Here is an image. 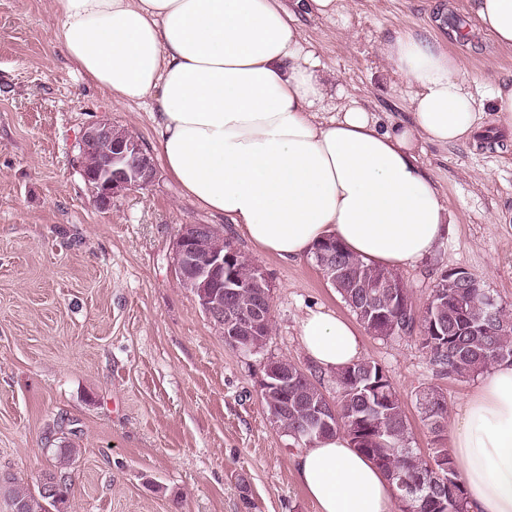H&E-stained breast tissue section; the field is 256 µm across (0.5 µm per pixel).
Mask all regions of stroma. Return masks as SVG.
<instances>
[{
  "instance_id": "stroma-1",
  "label": "stroma",
  "mask_w": 512,
  "mask_h": 512,
  "mask_svg": "<svg viewBox=\"0 0 512 512\" xmlns=\"http://www.w3.org/2000/svg\"><path fill=\"white\" fill-rule=\"evenodd\" d=\"M455 10H448V2ZM465 0H347V23L301 18L330 84L325 111L358 105L380 125L407 120L384 44L399 29H433L474 92L512 79V52L473 28ZM445 11L444 26L431 22ZM461 22L468 37L447 26ZM54 0H0V473L34 489L75 449L67 512H316L297 482L291 438L258 395L264 362L304 370L298 324L322 305L351 312L312 255L258 249L224 216L188 200L158 161L151 100L120 103L69 61ZM107 120L156 157V180L99 208L78 171L77 142ZM454 222L436 251L396 273L424 307L441 274L463 269L512 310V134L425 145L420 156ZM184 224L231 237L273 288L271 333L249 353L225 345L182 288L173 245ZM360 357L381 366L422 454L448 446L421 420L418 393L440 387L449 418L477 379H438L417 337L361 331Z\"/></svg>"
}]
</instances>
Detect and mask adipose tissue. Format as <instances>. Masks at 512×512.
<instances>
[{"instance_id": "1", "label": "adipose tissue", "mask_w": 512, "mask_h": 512, "mask_svg": "<svg viewBox=\"0 0 512 512\" xmlns=\"http://www.w3.org/2000/svg\"><path fill=\"white\" fill-rule=\"evenodd\" d=\"M344 2L54 0L57 38L87 78L119 102L153 98L161 156L189 200L280 259L333 237L393 269L433 253L450 222L419 160L424 144L473 140L489 118L512 132V80L477 97L436 38L398 30L385 58L407 89L408 121L382 127L357 106L323 118L326 76L296 17L341 19ZM466 4L512 50V0ZM298 338L328 374L360 355L356 330L322 307L308 310ZM450 440L468 512H512V364L465 397ZM295 469L317 512H397L391 482L345 433L301 448Z\"/></svg>"}]
</instances>
